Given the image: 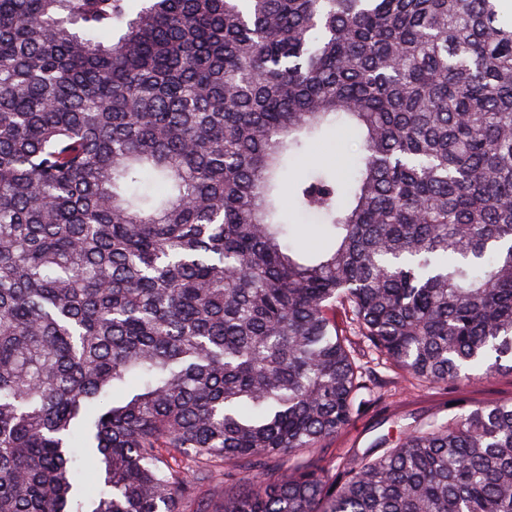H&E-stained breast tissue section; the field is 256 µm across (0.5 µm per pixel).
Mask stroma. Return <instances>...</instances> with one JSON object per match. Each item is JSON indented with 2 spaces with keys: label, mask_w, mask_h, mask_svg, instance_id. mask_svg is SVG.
<instances>
[{
  "label": "stroma",
  "mask_w": 512,
  "mask_h": 512,
  "mask_svg": "<svg viewBox=\"0 0 512 512\" xmlns=\"http://www.w3.org/2000/svg\"><path fill=\"white\" fill-rule=\"evenodd\" d=\"M359 143L354 136L332 137L308 146L305 160L288 173L296 180L328 155L354 157ZM360 362L371 371L368 390L362 391L363 405L349 426L326 447L310 450L295 458L298 466L310 464L332 468L345 464L371 447L378 439L397 440L413 427L432 421L443 422L454 412V404L512 401V375L500 374L460 388L448 385L431 388L412 383L401 370L385 364L367 348L359 350Z\"/></svg>",
  "instance_id": "obj_1"
}]
</instances>
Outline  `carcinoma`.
<instances>
[{
    "mask_svg": "<svg viewBox=\"0 0 512 512\" xmlns=\"http://www.w3.org/2000/svg\"><path fill=\"white\" fill-rule=\"evenodd\" d=\"M504 5L0 0V512H180L218 461L210 512H512V403L284 465L350 424L352 336L512 374ZM343 132L351 180L285 181ZM359 151V143L352 135H344L336 143V136L325 138L311 146H308L305 160L300 165L294 166L288 173L290 181L300 179L304 172L314 164L321 163L322 160L332 153H336L339 158H352Z\"/></svg>",
    "mask_w": 512,
    "mask_h": 512,
    "instance_id": "carcinoma-1",
    "label": "carcinoma"
}]
</instances>
